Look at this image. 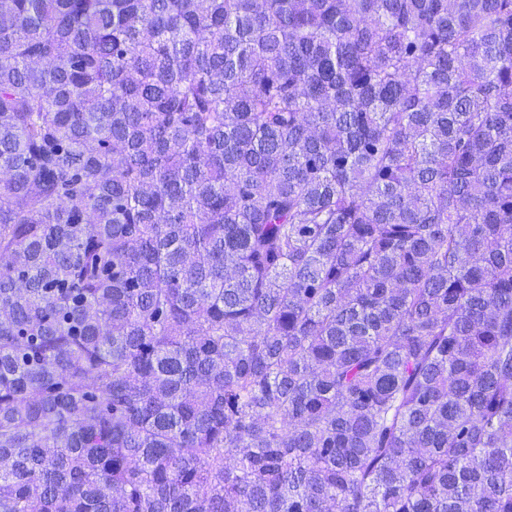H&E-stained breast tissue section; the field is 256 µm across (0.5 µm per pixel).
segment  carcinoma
<instances>
[{
    "label": "carcinoma",
    "mask_w": 512,
    "mask_h": 512,
    "mask_svg": "<svg viewBox=\"0 0 512 512\" xmlns=\"http://www.w3.org/2000/svg\"><path fill=\"white\" fill-rule=\"evenodd\" d=\"M0 512H512V0H0Z\"/></svg>",
    "instance_id": "cac0c4a2"
}]
</instances>
